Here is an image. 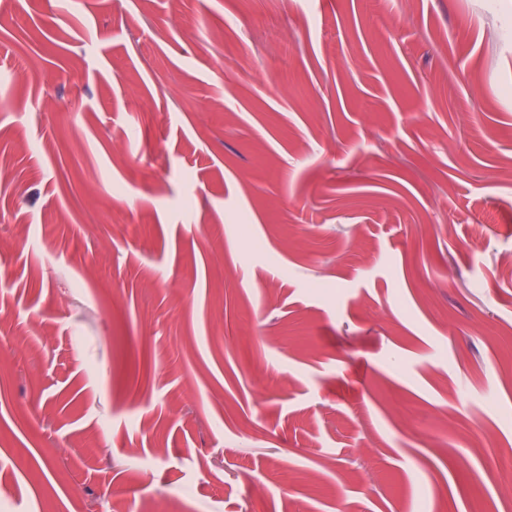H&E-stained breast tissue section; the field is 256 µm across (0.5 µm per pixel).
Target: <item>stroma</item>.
Returning <instances> with one entry per match:
<instances>
[{"label":"stroma","instance_id":"obj_1","mask_svg":"<svg viewBox=\"0 0 512 512\" xmlns=\"http://www.w3.org/2000/svg\"><path fill=\"white\" fill-rule=\"evenodd\" d=\"M4 272L9 512H512V0H0Z\"/></svg>","mask_w":512,"mask_h":512}]
</instances>
